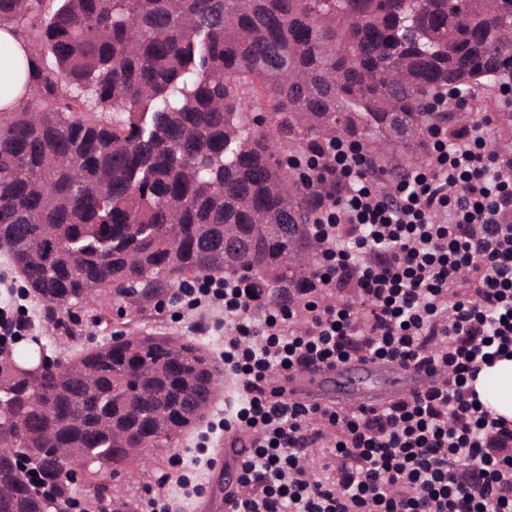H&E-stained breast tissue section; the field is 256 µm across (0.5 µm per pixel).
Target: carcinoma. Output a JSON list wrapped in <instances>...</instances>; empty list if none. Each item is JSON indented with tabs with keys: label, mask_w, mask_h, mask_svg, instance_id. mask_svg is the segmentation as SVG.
<instances>
[{
	"label": "carcinoma",
	"mask_w": 512,
	"mask_h": 512,
	"mask_svg": "<svg viewBox=\"0 0 512 512\" xmlns=\"http://www.w3.org/2000/svg\"><path fill=\"white\" fill-rule=\"evenodd\" d=\"M512 0H0L26 46L31 95L0 111V251L56 330L62 314L149 300L188 279L229 276L223 226L249 253V299L285 305L314 287L266 225L290 204L310 224L342 192L307 162L334 142L396 188L425 162L434 128L465 124L428 99L493 93L512 74ZM410 131L392 141L395 122ZM0 362V466L12 512L71 505L72 463L29 456L48 435L85 465L98 496L132 468L158 420L163 444L197 428L182 386L217 381L181 336L131 333L81 349L59 371L40 337Z\"/></svg>",
	"instance_id": "carcinoma-1"
}]
</instances>
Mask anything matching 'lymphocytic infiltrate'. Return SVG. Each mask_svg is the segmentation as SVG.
Listing matches in <instances>:
<instances>
[{
	"label": "lymphocytic infiltrate",
	"mask_w": 512,
	"mask_h": 512,
	"mask_svg": "<svg viewBox=\"0 0 512 512\" xmlns=\"http://www.w3.org/2000/svg\"><path fill=\"white\" fill-rule=\"evenodd\" d=\"M430 137L429 163L392 203L355 148L332 146L316 163L345 191L309 227L313 279L355 286L365 316L309 299L259 320L235 282L200 289L234 327L224 361L246 394L237 423L253 436L228 512H512V426L467 388L484 363L512 354V159L488 148L479 123L453 143L440 129ZM355 357L434 365L440 380L348 414L269 388L271 373ZM329 428L336 476L324 479L305 456Z\"/></svg>",
	"instance_id": "lymphocytic-infiltrate-1"
}]
</instances>
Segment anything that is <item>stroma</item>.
Masks as SVG:
<instances>
[{
  "label": "stroma",
  "instance_id": "1",
  "mask_svg": "<svg viewBox=\"0 0 512 512\" xmlns=\"http://www.w3.org/2000/svg\"><path fill=\"white\" fill-rule=\"evenodd\" d=\"M450 111L464 109L474 121L483 123L488 141L501 138L505 126L512 124V88L500 89L494 104H487L482 91L466 95L464 106L449 103ZM0 309L28 320L29 333L17 337L7 350L20 354L29 334L40 335L49 356L70 357L76 350L90 344L109 342L113 333L143 331L185 336L199 343L214 363L224 361V313L220 308H192L180 299L158 305L150 301L127 307L125 316H118L116 307H94L80 313L73 327V336L63 332L46 333L43 309L33 297L22 290L4 257L0 256ZM226 387L210 408L205 422L191 434L176 439L169 448H149L144 452L146 465L135 480L117 476L113 484L122 488L129 512H147L151 498L162 497L170 512H216L215 490L224 486V465L217 457L221 450L234 447L248 434L240 429H227L233 420L242 396L239 379L232 370H225Z\"/></svg>",
  "mask_w": 512,
  "mask_h": 512
}]
</instances>
